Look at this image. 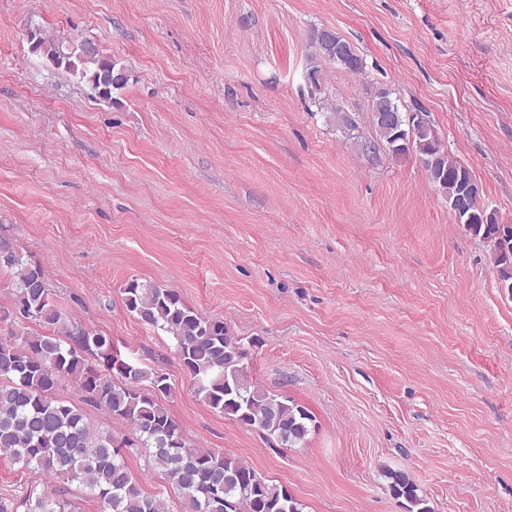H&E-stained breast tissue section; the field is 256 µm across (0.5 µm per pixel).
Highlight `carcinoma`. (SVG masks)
Returning a JSON list of instances; mask_svg holds the SVG:
<instances>
[{"mask_svg":"<svg viewBox=\"0 0 512 512\" xmlns=\"http://www.w3.org/2000/svg\"><path fill=\"white\" fill-rule=\"evenodd\" d=\"M34 53L59 68L88 79L98 97L112 100L128 82L126 69L88 40L69 43L39 30L30 32ZM330 36L313 42L306 78L321 89L322 64L341 69L336 42ZM380 141L399 158L414 147L427 161V175L448 202L460 193V178L469 169L442 146L429 118L416 122L399 111L382 90L371 109ZM466 229L492 247L501 283L512 292V224H501L488 209L472 201ZM11 275L12 307L0 322L21 326L0 337V453L50 478L19 500L0 499V512H78L71 486L98 500L102 512H165L159 495L145 493L126 456H144L150 470L162 473L180 500V512H301L287 489L270 483L240 458L191 444L162 399L171 392L167 374L122 355L98 329L84 327L57 306L44 267L23 259L0 240V273ZM128 312L142 324L172 337L175 354L193 380L196 394L212 410L245 428L275 437L282 445L303 443L312 415L287 396L253 384L249 347L228 336L224 322L197 313L181 294L165 285L131 279L123 288ZM35 324L38 331L26 327ZM73 380L82 402L128 428L117 435L91 423L85 410L56 396L59 385ZM384 477L393 498L410 503L409 512H431L408 473L387 469Z\"/></svg>","mask_w":512,"mask_h":512,"instance_id":"carcinoma-1","label":"carcinoma"}]
</instances>
